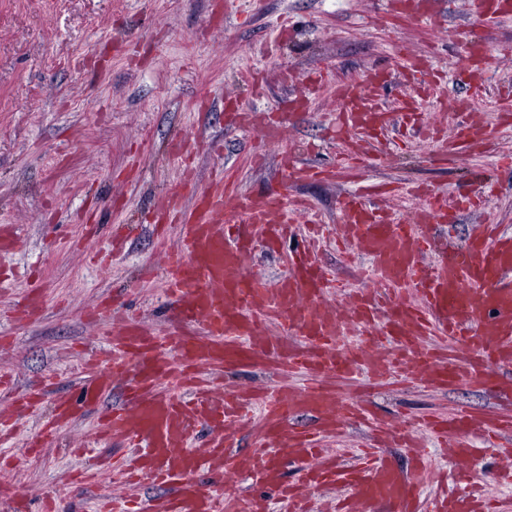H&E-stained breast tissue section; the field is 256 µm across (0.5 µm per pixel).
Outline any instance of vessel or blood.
I'll list each match as a JSON object with an SVG mask.
<instances>
[{"label":"vessel or blood","instance_id":"b4317fda","mask_svg":"<svg viewBox=\"0 0 512 512\" xmlns=\"http://www.w3.org/2000/svg\"><path fill=\"white\" fill-rule=\"evenodd\" d=\"M373 81L369 75L364 84ZM364 84L337 85L341 124L375 139L383 129L376 114L362 109L368 98ZM397 192L422 201L415 221L389 219L360 193L339 202L348 241L372 256L378 278L390 286L413 285L421 298L417 305L398 300L382 321L376 318V297L367 291L352 294L345 317L330 315L324 300L335 276L309 250L289 254L288 274L278 282L246 275L255 238L275 244L291 232L292 212L312 211L309 201L292 204L278 192L250 197L238 221L228 225L224 182L218 179L204 190L201 209L181 215V246L166 255L168 305L178 328L155 336L114 315L106 358L81 364L87 410L98 406L114 381L133 378L125 403L101 414L95 432L138 448L137 466L126 478L140 472L167 488L153 512H259L255 499L224 483L225 477L242 473L275 488L288 512H307L301 488L330 484L346 489L334 512H364L368 505L417 512L416 487L431 469L424 448L376 420L363 400L342 397L335 380L359 371L375 384L408 367L441 388L467 375L490 383L496 367L512 364V234L479 235L468 249L427 267L421 225L440 215L447 202L413 185H400ZM272 324L288 326L291 341L270 334ZM351 325L365 337L354 352L345 344ZM381 335L392 339L384 353L377 343ZM168 349L174 358H165ZM273 362L288 372L306 371L314 381L283 394L224 383L225 365ZM255 412L260 418L253 447L239 450L233 431ZM302 412L312 415L313 428L290 427ZM352 422L368 423L382 437L367 448L361 464L345 467L319 456L324 435ZM429 427L451 439L458 456L471 460L493 450L496 436L512 433V414L460 412L434 418ZM202 428L208 438L198 448L193 438ZM386 440L409 446L417 460L415 473L396 469L383 450ZM276 443L283 445L286 460L303 463L301 481L289 480L285 460L270 455ZM435 512L491 510L461 495L441 500Z\"/></svg>","mask_w":512,"mask_h":512}]
</instances>
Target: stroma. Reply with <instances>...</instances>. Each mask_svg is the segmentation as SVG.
Wrapping results in <instances>:
<instances>
[{
    "label": "stroma",
    "mask_w": 512,
    "mask_h": 512,
    "mask_svg": "<svg viewBox=\"0 0 512 512\" xmlns=\"http://www.w3.org/2000/svg\"><path fill=\"white\" fill-rule=\"evenodd\" d=\"M404 11V0H0V229L16 240L14 251L0 255V267L17 274L12 291L0 294V372L11 373L19 388L42 390L44 401L20 422L16 439L0 445V459L9 461L0 470V512H11L15 491L25 494L29 512H44L52 499L62 512H95L105 495L147 504L161 496L146 479L76 486L83 449H92L103 468L135 454L97 437L96 413H79L52 434L41 422L56 397L78 401L80 361L105 348L110 305L154 333L174 327L162 254L177 246L181 228L172 222L164 234L154 231L162 199L193 209L201 191L226 172L240 199L271 187L307 198L322 225L319 257L350 289L375 282L368 255L347 258L336 249L337 201L357 188L377 187L374 203L403 219L418 202L393 195L392 187L423 184L449 200L467 187L479 207L423 227L437 242L438 260L463 249L484 220L512 232V170L505 165L512 127L500 124L494 109L496 96L512 88V13L474 22L470 0H436L433 19L395 30L375 24ZM474 42L491 48L480 84L488 130L480 144L442 161L435 142L395 133L387 161L337 168L357 140L331 132L336 81L383 72L372 89L382 110L393 112L410 98L429 106L453 147L467 122L454 105L467 95L462 67ZM412 56L427 61L435 92L395 76ZM294 97L309 105L302 116L285 108ZM252 113L279 115L295 161L331 167V174L290 179L276 147L251 129ZM301 245L300 237L286 238L273 255L256 246L247 275L280 280V255ZM36 283L44 304L36 316H20ZM227 380L283 390L309 382L303 373L239 365ZM336 385L350 396L368 395L378 416L404 428L434 413L512 410L498 386L463 380L439 390L408 371L371 390L354 375ZM31 439L41 441L38 453H24Z\"/></svg>",
    "instance_id": "stroma-1"
}]
</instances>
